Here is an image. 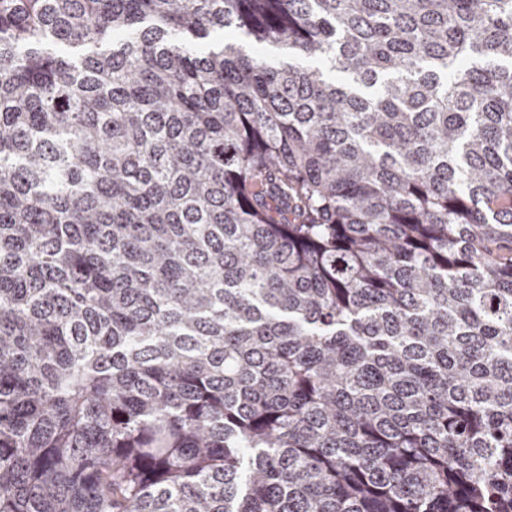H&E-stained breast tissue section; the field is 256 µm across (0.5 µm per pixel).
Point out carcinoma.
<instances>
[{"label":"carcinoma","mask_w":512,"mask_h":512,"mask_svg":"<svg viewBox=\"0 0 512 512\" xmlns=\"http://www.w3.org/2000/svg\"><path fill=\"white\" fill-rule=\"evenodd\" d=\"M0 512H512V0H0Z\"/></svg>","instance_id":"obj_1"}]
</instances>
